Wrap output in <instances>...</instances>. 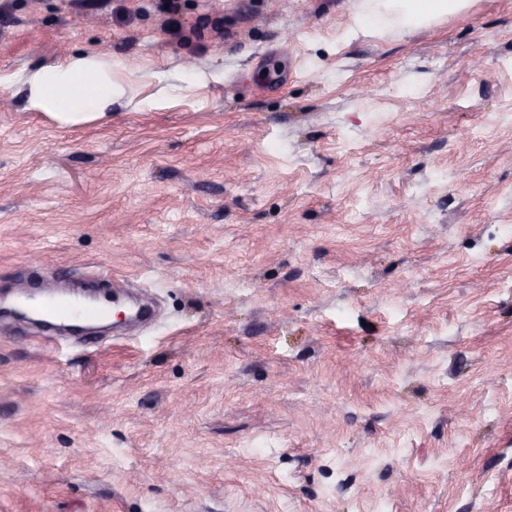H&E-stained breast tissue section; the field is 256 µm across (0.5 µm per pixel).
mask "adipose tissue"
Segmentation results:
<instances>
[{
  "instance_id": "obj_1",
  "label": "adipose tissue",
  "mask_w": 512,
  "mask_h": 512,
  "mask_svg": "<svg viewBox=\"0 0 512 512\" xmlns=\"http://www.w3.org/2000/svg\"><path fill=\"white\" fill-rule=\"evenodd\" d=\"M470 0H355L358 13L378 32L409 31L465 9ZM31 109L53 114L65 123L104 116L115 92L112 73L95 57H70L39 68L29 80Z\"/></svg>"
}]
</instances>
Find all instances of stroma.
I'll list each match as a JSON object with an SVG mask.
<instances>
[{"mask_svg": "<svg viewBox=\"0 0 512 512\" xmlns=\"http://www.w3.org/2000/svg\"><path fill=\"white\" fill-rule=\"evenodd\" d=\"M112 61L65 124L27 78ZM0 512H512V0H0ZM470 0H355L360 19L378 32H399L431 24L462 11ZM39 306L44 316L62 320L80 318L85 322H102L108 320L110 316L109 303L101 302L93 305H83L78 302L54 297V293H51L49 297L41 299Z\"/></svg>", "mask_w": 512, "mask_h": 512, "instance_id": "stroma-1", "label": "stroma"}]
</instances>
